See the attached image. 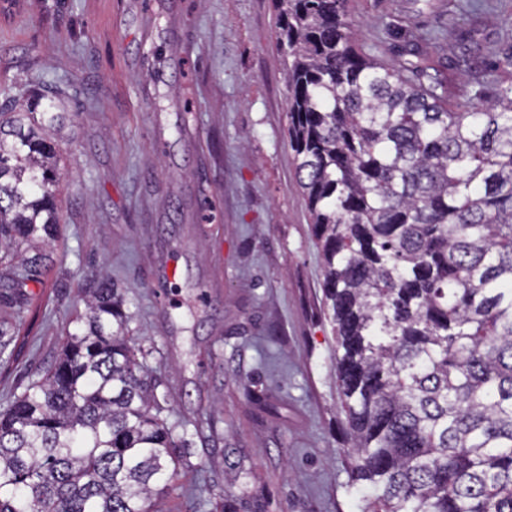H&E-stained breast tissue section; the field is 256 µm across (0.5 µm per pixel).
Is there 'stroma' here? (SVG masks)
Here are the masks:
<instances>
[{
    "label": "stroma",
    "instance_id": "35a3bbf8",
    "mask_svg": "<svg viewBox=\"0 0 512 512\" xmlns=\"http://www.w3.org/2000/svg\"><path fill=\"white\" fill-rule=\"evenodd\" d=\"M398 67L466 56L448 101L512 46V0H349ZM271 0H0V105L66 115L49 270L13 322L0 399L54 362L107 268L186 442L158 512H362L342 456L322 259L288 145Z\"/></svg>",
    "mask_w": 512,
    "mask_h": 512
}]
</instances>
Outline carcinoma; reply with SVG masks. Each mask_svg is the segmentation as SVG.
<instances>
[{
	"label": "carcinoma",
	"instance_id": "1",
	"mask_svg": "<svg viewBox=\"0 0 512 512\" xmlns=\"http://www.w3.org/2000/svg\"><path fill=\"white\" fill-rule=\"evenodd\" d=\"M288 139L323 258L365 512H512V84L448 104L356 47L347 0H273ZM0 111V288L51 261L62 112ZM53 364L0 407V512H156L184 441L99 273Z\"/></svg>",
	"mask_w": 512,
	"mask_h": 512
}]
</instances>
